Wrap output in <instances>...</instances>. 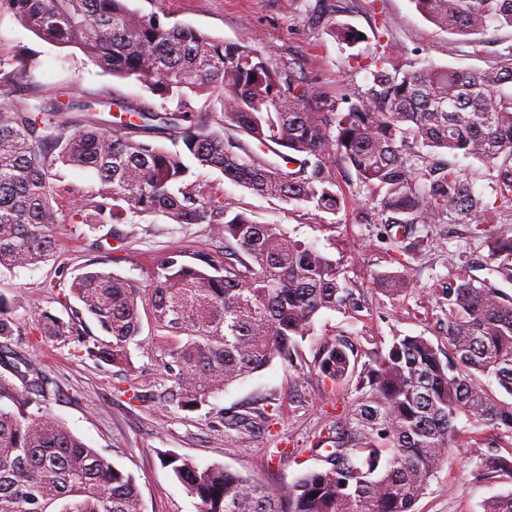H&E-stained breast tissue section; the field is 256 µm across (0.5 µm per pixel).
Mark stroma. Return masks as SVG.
<instances>
[{
    "mask_svg": "<svg viewBox=\"0 0 512 512\" xmlns=\"http://www.w3.org/2000/svg\"><path fill=\"white\" fill-rule=\"evenodd\" d=\"M143 15L167 24H184L227 42H244L278 61L293 62L304 81L333 98L364 86L366 67L385 53L404 68L433 63L458 70H482L512 47V28H488L476 34H452L427 21L412 0H343L336 21L361 35L358 43H338L323 28L309 24L318 0H128ZM33 60L27 73L30 90L65 89L75 98L112 96L155 109L175 108L174 99L153 96L141 83L104 73L78 49L44 42L10 13L0 14V69L9 71L21 59ZM457 173L470 179L485 202L497 197L491 164L463 155L449 156ZM203 195L237 199L263 224L283 225L295 239L313 245L336 261L344 285L353 289L358 308L322 311L311 331L297 343L295 362L275 359L267 368L234 382L210 397L207 405L185 411L169 402V386L157 345L132 349L131 371L89 358L84 346L42 336L35 315L62 314L59 298L73 278L95 265L147 287L154 260L179 249L185 261L207 253L222 259L224 244L208 224H174L160 214L135 217L129 224H74L71 213L97 187L94 172L63 167L58 171L53 205L61 221L51 233L56 248L35 266L0 271V294L18 297L15 316L20 333L11 348L35 364L48 381V392L32 404V413H46L116 466L131 472L139 486L144 512H197V502L158 456L170 450L199 464H220L285 489L303 472L323 468L315 454L318 437L348 405L347 386L321 380L310 370L325 339L345 335L362 350L388 349L394 337L422 335L447 349V308L438 298L443 282L460 274L494 280L482 266L487 250L473 238L468 224H417L413 234L425 241L411 249L387 224H359L357 211L370 199L355 178L336 175L342 202L333 213L308 204L270 199L238 186L220 171L196 169ZM398 273L413 283L391 296L376 288L377 276ZM305 365L297 373V365ZM276 398L274 421L254 418L248 428L233 429L226 418L243 407L263 406ZM457 445L447 462L415 501L412 512H483L486 498L511 490L485 479L469 450L495 438V431L460 418Z\"/></svg>",
    "mask_w": 512,
    "mask_h": 512,
    "instance_id": "35a3bbf8",
    "label": "stroma"
}]
</instances>
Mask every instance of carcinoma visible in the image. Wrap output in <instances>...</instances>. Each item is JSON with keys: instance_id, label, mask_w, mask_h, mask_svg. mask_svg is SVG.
<instances>
[{"instance_id": "1", "label": "carcinoma", "mask_w": 512, "mask_h": 512, "mask_svg": "<svg viewBox=\"0 0 512 512\" xmlns=\"http://www.w3.org/2000/svg\"><path fill=\"white\" fill-rule=\"evenodd\" d=\"M449 33L512 28V0H412ZM41 40L71 46L93 65L133 78L173 111L125 101H63L64 93L23 89L26 61L0 70V268L46 260L55 248L49 227L61 223L52 204L61 166L93 171L94 197L76 215L84 224H126L162 214L174 224H211L224 240V259L188 263L180 251L153 264L149 287L90 268L74 277L62 306L68 316L37 313L40 333L86 345L96 361L131 366L143 347L142 322L163 346L167 395L195 411L233 382L276 358L294 362L297 340L324 309L354 303L336 261L291 238L281 224H262L233 198H205L189 181L192 166L216 169L235 184L315 210L339 209L336 166L353 172L374 201L356 221L442 224L491 211L474 183L457 174L443 152L495 163L501 207L512 209V49L482 71L444 66L404 70L374 62L367 83L338 100L247 43L224 42L196 28L142 16L127 0H0ZM335 40L360 35L318 17ZM220 105L213 128L194 98ZM127 121L108 130L99 107ZM247 136L244 141L241 136ZM177 146L171 151L156 142ZM266 148L279 161L260 156ZM498 281L512 284V236L483 240ZM377 287L397 295L412 287L384 274ZM448 306V354L424 336H396L386 352L365 353L345 336L323 341L312 369L355 398L318 445L327 467L275 490L220 465L201 466L170 450L163 465L197 500L198 512H410L447 461L458 418L512 438V402L482 384L492 377L512 396V295L459 275L441 286ZM19 304L0 294V339L19 331ZM94 322L106 338L86 344ZM22 393L0 382V512H142L135 477L114 465L49 414H32V396L48 382L29 362L13 365ZM483 475L512 484V444L475 448ZM483 512H512V491L483 503Z\"/></svg>"}]
</instances>
